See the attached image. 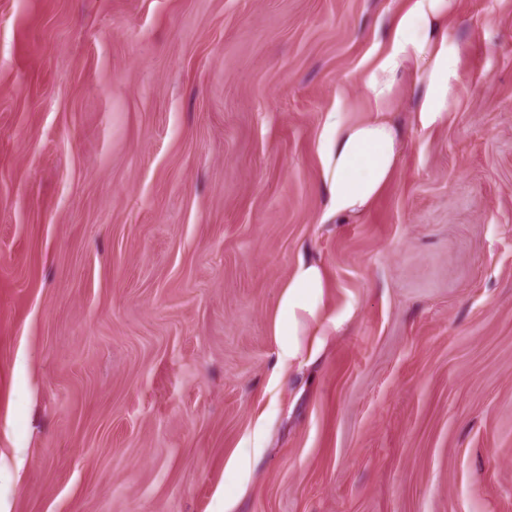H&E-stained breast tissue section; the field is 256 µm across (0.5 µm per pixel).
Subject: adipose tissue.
Returning <instances> with one entry per match:
<instances>
[{
  "mask_svg": "<svg viewBox=\"0 0 512 512\" xmlns=\"http://www.w3.org/2000/svg\"><path fill=\"white\" fill-rule=\"evenodd\" d=\"M456 0H400L390 15L372 63L360 74L365 117L338 101L318 134L321 184L328 220L366 211L393 177L405 143L392 114L404 83H411L415 125L441 123L457 76V54L448 42ZM327 276L321 264L299 261L280 294L274 334L277 364L293 363L306 336L322 333Z\"/></svg>",
  "mask_w": 512,
  "mask_h": 512,
  "instance_id": "1",
  "label": "adipose tissue"
}]
</instances>
